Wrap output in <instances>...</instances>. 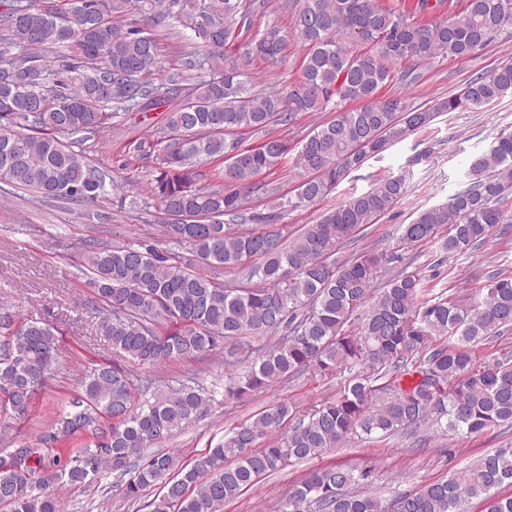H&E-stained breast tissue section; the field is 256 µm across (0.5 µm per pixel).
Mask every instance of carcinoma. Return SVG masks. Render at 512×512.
Segmentation results:
<instances>
[{
	"instance_id": "1",
	"label": "carcinoma",
	"mask_w": 512,
	"mask_h": 512,
	"mask_svg": "<svg viewBox=\"0 0 512 512\" xmlns=\"http://www.w3.org/2000/svg\"><path fill=\"white\" fill-rule=\"evenodd\" d=\"M247 0H0V184L44 198L100 206L112 182L90 161L85 138L134 112H163L166 122L131 141L128 153L153 161L143 207L164 215L157 234L85 249L86 286L106 306L100 329L112 350L137 365L197 359L224 347V400L266 391L312 369L329 375L358 368L335 399L297 414L286 404L259 412L224 433L190 462L162 444L192 426L212 400L198 383L159 387L124 368L94 363L79 393L33 443L0 448V507L7 512H62L59 486L85 485L106 473L133 506L151 488L149 512H223L224 503L262 476L342 446L352 436L390 437L431 424L441 432L479 433L512 426V361L475 365L469 345L512 329V276L491 277L478 300L422 295V277L400 271L374 294L394 254L363 252L341 263L336 249L373 224L407 193L405 176L374 187L304 224L291 240L275 221L327 197L349 173L436 114L477 111L512 93V63H501L434 105L411 107L380 97L402 61L425 64L467 57L512 27V0H467L454 16L419 21L378 0H299L295 27L306 52L298 82L255 89L242 65L283 61L288 39L277 29L251 33ZM198 41L185 62L203 74L163 83L155 30ZM366 45L355 51L347 40ZM59 51L51 63L47 53ZM334 116L296 145L268 137L255 147L240 131L269 132L301 112ZM300 173L294 193L272 200L257 225L234 228L254 178L288 158ZM224 164V183H199L197 168ZM512 194V133L502 132L470 165V184L445 205L402 228L412 246L441 236L453 256L478 248L499 224ZM174 244L190 251L185 263ZM251 262L246 282L228 288L219 275ZM171 328L159 330L162 323ZM60 331L0 305V412L29 416L36 391L57 360ZM452 337L448 346L436 344ZM259 345H254V341ZM429 352L407 375L409 357ZM63 439L80 446L47 460ZM264 447H258L261 440ZM370 471L328 467L288 493L277 512H461L470 499L512 484V446L414 492L382 498Z\"/></svg>"
}]
</instances>
